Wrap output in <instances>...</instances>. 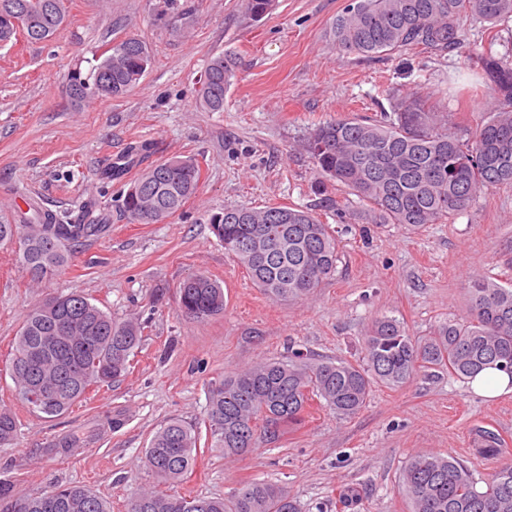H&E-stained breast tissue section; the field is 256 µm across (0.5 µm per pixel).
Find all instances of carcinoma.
<instances>
[{"label":"carcinoma","instance_id":"cac0c4a2","mask_svg":"<svg viewBox=\"0 0 512 512\" xmlns=\"http://www.w3.org/2000/svg\"><path fill=\"white\" fill-rule=\"evenodd\" d=\"M275 0H243L246 14L259 19ZM477 17L494 26L512 20V0H348L332 24L336 49L372 57L403 50L471 53L460 22ZM66 18V0H0V46L31 30L36 41L53 37ZM494 105L475 136L448 131V112L431 108L412 93L380 120L338 118L318 126L307 141L319 176L338 182L367 204L368 224H443L465 211L478 194L512 187V59L481 53ZM151 64L148 46L136 37L112 44L107 54L66 76L71 98H119L139 85ZM236 58L209 59L199 104L224 110V95L236 74ZM201 166L193 156H173L145 170L125 192L120 211L131 223H159L180 211L197 192ZM224 250L238 261L269 298L288 301L311 295L336 272L337 231L312 209L286 206L226 208L209 218ZM110 231L108 224H81L38 210L21 212L14 224H0V243L18 244V257L40 282L64 266L85 242ZM467 315L416 339L399 321L381 316L363 338V358L311 360L301 352L268 358L224 376L211 386L206 435L224 457H242L262 441L275 442L298 424L314 399L342 418L356 415L372 388H400L418 372L437 368L473 380L494 366L512 376V288L486 276L474 277ZM181 315L206 321L224 313V288L203 274L179 287ZM140 324L117 320L80 294L55 295L32 306L23 319L10 365L19 401L50 418L67 412L93 385H107L125 373L141 342ZM39 384L44 397H24ZM18 416L0 407V444L13 440ZM476 452L499 459L484 481L463 462L441 454L410 458L401 492L411 512H512V458L503 456L500 436L481 430ZM69 434L47 445L62 461L83 447ZM200 447L198 427L171 419L152 436L143 465L161 482L177 483L193 468ZM0 501L9 512H110L92 490L56 487L38 497L17 496L0 479ZM126 512H302L282 484L252 481L229 497L180 496L146 490Z\"/></svg>","mask_w":512,"mask_h":512}]
</instances>
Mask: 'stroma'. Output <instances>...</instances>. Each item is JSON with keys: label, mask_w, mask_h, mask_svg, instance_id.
<instances>
[{"label": "stroma", "mask_w": 512, "mask_h": 512, "mask_svg": "<svg viewBox=\"0 0 512 512\" xmlns=\"http://www.w3.org/2000/svg\"><path fill=\"white\" fill-rule=\"evenodd\" d=\"M347 0H276L252 20L240 0H178L195 17L177 36L181 16L160 18L159 0H67L68 16L44 42L18 38L0 47V224L11 223L22 197L54 212L91 203L109 234L88 242L68 264L32 283L17 246L0 243V406L16 410L21 428L0 446V479L15 492L40 496L78 483L108 500L112 512L158 485L141 463L154 433L170 419L204 426L211 383L263 358L298 350L318 358L358 359L371 322L387 316L412 336L464 318L467 288L484 275L512 284V189L486 190L451 224L414 230L364 224L355 195L319 182L305 143L320 124L390 111L417 92L446 108L448 128L475 134L488 111L478 55L512 50V26L471 20L467 58L406 50L372 58L338 51L331 26ZM144 41L152 62L141 84L120 98L74 103L64 76L89 67L112 42ZM236 57L238 70L224 109L199 106L197 92L211 56ZM152 143L150 162L196 156L198 191L160 224H131L120 215L129 180L106 181L109 158L130 144ZM315 206L339 232L335 274L310 297L269 299L225 254L210 230L224 207ZM205 274L224 288L221 316L189 320L177 311V290ZM77 293L117 319L142 322L141 345L128 373L96 388L69 412L48 418L14 398L7 364L29 308L45 297ZM125 424L110 430L107 421ZM497 432L512 449V392L474 393L468 383L429 369L403 387L376 386L355 417L311 406L276 443L259 444L230 461L201 448L192 471L170 494L226 497L265 480L285 485L305 512H408L399 478L416 455L450 454L481 478L495 460L473 454L476 428ZM69 433L86 445L58 460L48 442ZM358 501L340 508V491Z\"/></svg>", "instance_id": "stroma-1"}]
</instances>
